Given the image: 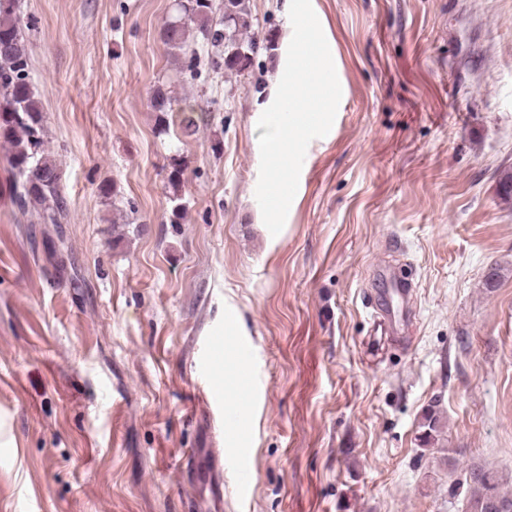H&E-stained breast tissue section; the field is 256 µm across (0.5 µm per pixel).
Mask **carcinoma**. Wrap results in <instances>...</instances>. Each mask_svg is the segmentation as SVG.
<instances>
[{"instance_id": "carcinoma-1", "label": "carcinoma", "mask_w": 512, "mask_h": 512, "mask_svg": "<svg viewBox=\"0 0 512 512\" xmlns=\"http://www.w3.org/2000/svg\"><path fill=\"white\" fill-rule=\"evenodd\" d=\"M19 0H10L7 7L0 5V142L8 146V163L13 173L11 199L19 210L37 212L43 224H61L66 218L67 205L59 191L60 176L56 164L46 150L45 116L31 88V61L21 19ZM234 16L229 28L224 22L214 21V7L201 0H186L181 14L165 23L161 37L171 49L184 51L186 34L193 25L199 33H212L211 45H224V62L215 66L224 73L239 75L240 64L227 58L236 42L252 27V18L244 0H229ZM229 38H224V32ZM181 120L183 133L194 135L200 126L209 121L205 112H196L190 98L182 99ZM182 168L175 163L168 175L172 217H180L183 206L180 197ZM466 489L461 493L452 490L451 495H464L469 512H512V493L500 489L495 474L483 468H473L465 480Z\"/></svg>"}]
</instances>
